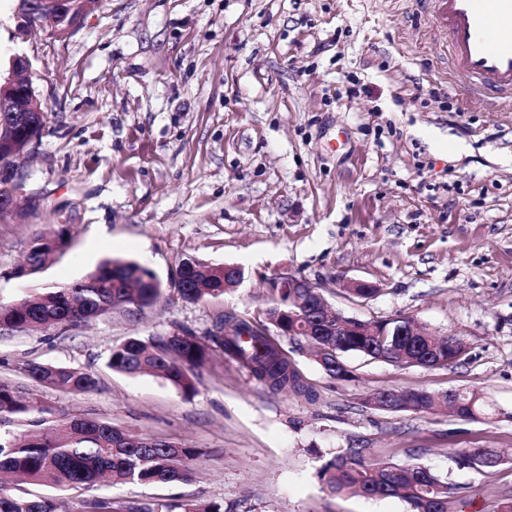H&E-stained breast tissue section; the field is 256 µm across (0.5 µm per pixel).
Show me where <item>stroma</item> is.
<instances>
[{"label": "stroma", "instance_id": "obj_1", "mask_svg": "<svg viewBox=\"0 0 512 512\" xmlns=\"http://www.w3.org/2000/svg\"><path fill=\"white\" fill-rule=\"evenodd\" d=\"M16 8L0 0V66L30 59L46 128L15 167L21 214L0 220V306L110 256L153 270L162 294L88 323L0 332V382L200 456L186 483L11 489L67 512L96 495L221 512H409L399 498L327 489L322 468L364 448L447 478L472 499L468 512H496L512 495V460L487 474L449 455L512 451V111L462 102L431 0H103L62 39L46 27L18 38ZM32 194L42 205L31 212ZM59 224L68 243L56 261L17 275L30 241ZM189 256L239 266L244 281L185 302L172 279ZM289 275L348 316L410 315L464 342L466 358L426 368L348 353L354 377L340 381L282 339L310 399L271 391L218 348L190 395L108 368L132 336L185 328L205 339L223 316L264 319ZM348 280L378 292L348 300ZM32 364L92 371L97 386L37 382ZM379 389L474 391L493 414L377 411L366 399Z\"/></svg>", "mask_w": 512, "mask_h": 512}]
</instances>
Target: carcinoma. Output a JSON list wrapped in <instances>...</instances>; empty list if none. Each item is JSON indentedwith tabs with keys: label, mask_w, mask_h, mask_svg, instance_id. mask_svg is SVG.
<instances>
[{
	"label": "carcinoma",
	"mask_w": 512,
	"mask_h": 512,
	"mask_svg": "<svg viewBox=\"0 0 512 512\" xmlns=\"http://www.w3.org/2000/svg\"><path fill=\"white\" fill-rule=\"evenodd\" d=\"M75 13L86 18L99 10L102 0H70ZM22 128L43 132L45 112H20ZM67 227L59 225L33 239L24 264L17 272L35 274L51 263L66 243ZM176 287L189 303L202 302L232 292L225 287L224 268L197 264L184 258L177 270ZM161 295L157 275L135 260L109 258L83 279L66 288H49L18 304L0 310V324L22 332L32 327L76 324L96 319L114 309L144 308ZM224 334L203 341L188 329L148 345L131 337L112 348L107 366L116 372L157 375L177 390L195 392V371L207 359L210 343L230 358L246 365L253 376L273 391H288L311 397L302 378L284 355L272 324L256 325L227 316ZM318 350L317 364L330 378L336 375L338 353L355 352L370 358L388 357L403 365L438 367L463 360L464 344L453 336H296ZM30 377L73 393L95 389L89 371L64 366L32 365ZM380 398L390 395L403 401L402 412L430 413L432 402L417 390L379 389ZM449 397L461 405L462 417L477 418L482 405L473 393L454 390ZM196 452L180 443L157 440L122 430L112 423L88 416L54 414L20 397L16 389L0 383V473H17L36 484L92 489L104 479L144 484L188 482L192 479ZM454 461L462 468L490 472L502 462L491 448H457ZM321 479L332 493L354 492L366 498L397 497L410 505V512H449L454 487L430 469L414 462L372 460L364 449L330 461ZM89 512H159L151 503L125 505L110 496H97L87 503ZM167 512H221L211 503L192 501L165 505ZM0 512H66L64 502L44 496L19 495L0 486Z\"/></svg>",
	"instance_id": "1"
}]
</instances>
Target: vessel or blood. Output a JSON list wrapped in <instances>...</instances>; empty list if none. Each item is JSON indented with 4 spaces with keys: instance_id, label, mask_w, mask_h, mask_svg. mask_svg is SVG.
Here are the masks:
<instances>
[{
    "instance_id": "b4317fda",
    "label": "vessel or blood",
    "mask_w": 512,
    "mask_h": 512,
    "mask_svg": "<svg viewBox=\"0 0 512 512\" xmlns=\"http://www.w3.org/2000/svg\"><path fill=\"white\" fill-rule=\"evenodd\" d=\"M448 65L462 100L512 107V0H440Z\"/></svg>"
}]
</instances>
